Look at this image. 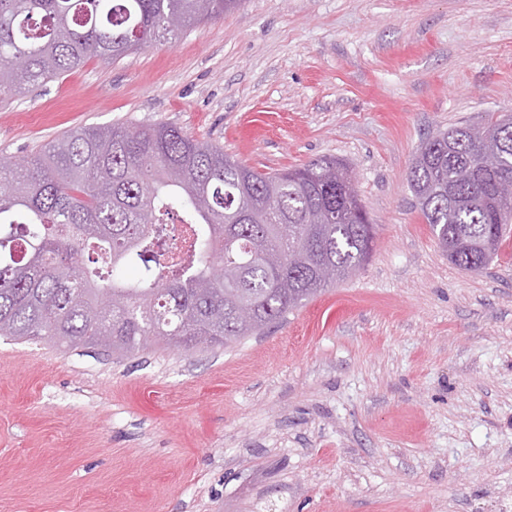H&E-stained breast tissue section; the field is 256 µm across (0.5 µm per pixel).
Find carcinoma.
<instances>
[{
	"mask_svg": "<svg viewBox=\"0 0 512 512\" xmlns=\"http://www.w3.org/2000/svg\"><path fill=\"white\" fill-rule=\"evenodd\" d=\"M242 0H0V100L157 37L216 19ZM27 57L24 68L13 59ZM498 168L479 166L468 125L418 148L407 179L448 260L478 271L512 232V128ZM344 160L260 172L216 145L155 123L73 130L21 161L0 158V336L132 352L224 346L257 335L360 269L374 225ZM197 227L165 274L170 215ZM137 269L134 278L125 276ZM254 310L243 325L238 307Z\"/></svg>",
	"mask_w": 512,
	"mask_h": 512,
	"instance_id": "1",
	"label": "carcinoma"
}]
</instances>
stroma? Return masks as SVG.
Returning <instances> with one entry per match:
<instances>
[{
	"label": "stroma",
	"instance_id": "obj_1",
	"mask_svg": "<svg viewBox=\"0 0 512 512\" xmlns=\"http://www.w3.org/2000/svg\"><path fill=\"white\" fill-rule=\"evenodd\" d=\"M512 113V0H244L0 103V155L167 123L265 172L344 159L373 252L263 334L0 339V512H512V237L449 263L406 173Z\"/></svg>",
	"mask_w": 512,
	"mask_h": 512
}]
</instances>
